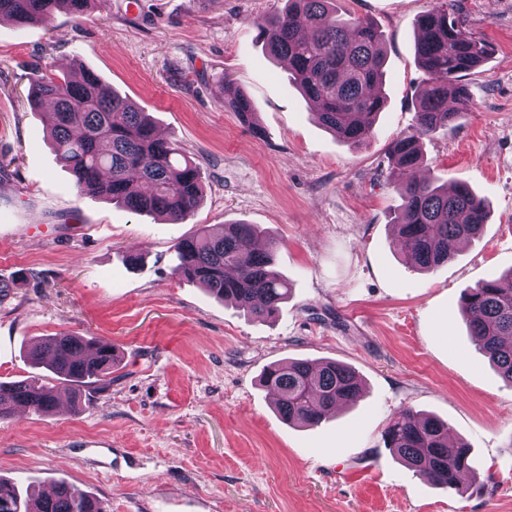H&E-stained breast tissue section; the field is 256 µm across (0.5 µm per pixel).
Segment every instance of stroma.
I'll return each mask as SVG.
<instances>
[{
	"label": "stroma",
	"mask_w": 512,
	"mask_h": 512,
	"mask_svg": "<svg viewBox=\"0 0 512 512\" xmlns=\"http://www.w3.org/2000/svg\"><path fill=\"white\" fill-rule=\"evenodd\" d=\"M127 2L0 21V381L33 375L29 344L61 331L122 352L107 390L62 385L55 412L0 421V476L35 491L65 481L106 512H512V388L460 312L466 289L512 269V0H452L492 52L464 78L472 112L426 139L422 174L469 184L491 214L428 273L397 250L388 151L414 119L432 0H337L386 51V105L359 145L323 128L267 53L255 22L287 0ZM37 69L94 72L148 112L200 166L194 215L171 224L78 192L46 139L47 106L28 101ZM228 87L253 101L262 136L225 107ZM235 222L280 242L291 294L271 321L173 272L179 240ZM290 359L352 366L360 398L313 428L284 421L259 377ZM404 408L447 421L484 487H435L385 448ZM94 443L120 468L99 467Z\"/></svg>",
	"instance_id": "obj_1"
}]
</instances>
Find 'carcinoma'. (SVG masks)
Here are the masks:
<instances>
[{"mask_svg": "<svg viewBox=\"0 0 512 512\" xmlns=\"http://www.w3.org/2000/svg\"><path fill=\"white\" fill-rule=\"evenodd\" d=\"M91 0H0V18L25 26L47 23L64 10L81 17ZM270 53L288 66L294 84L319 109L320 123L337 137L360 144L375 134L385 107L380 92L385 51L378 30L361 19L336 15L334 0H288V9L257 23ZM424 79L416 95L415 121L390 147L398 170L393 189L400 203L392 224L401 254L413 268L428 272L451 258L454 243L480 234L489 212L468 185L453 191L419 177L423 140L471 111L463 77L488 58L489 46L476 39L464 21L435 0L419 22L416 42ZM228 104L255 133V106L241 92L224 90ZM30 96L54 110L50 138L76 186L122 204L135 214H155L169 222L185 221L203 199L199 166L173 140L157 137L149 115L106 89L86 71L79 81L34 74ZM261 238L255 225L226 224L175 244L174 273L222 300L233 299L254 318L276 317L290 286L274 268L279 242ZM461 310L475 344L488 355L503 381L512 386V269L482 280L463 295ZM31 362L45 367L66 386L104 390L118 362L115 347L92 337L64 332L36 342ZM262 385L278 395L285 420L313 427L339 404L358 398L361 379L335 360H288L268 367ZM23 407L34 413L56 409L49 382L30 377L0 381V420ZM387 448L430 484L461 492V477L474 473L469 448L448 439V425L410 409L399 411L383 432ZM0 512H105L88 493L59 482L50 495L22 492L0 478Z\"/></svg>", "mask_w": 512, "mask_h": 512, "instance_id": "1", "label": "carcinoma"}]
</instances>
